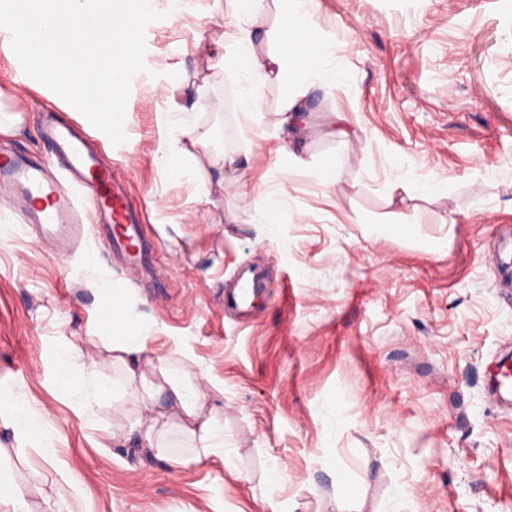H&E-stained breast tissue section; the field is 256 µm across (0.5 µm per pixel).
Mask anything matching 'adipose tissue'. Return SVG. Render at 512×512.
<instances>
[{"label":"adipose tissue","mask_w":512,"mask_h":512,"mask_svg":"<svg viewBox=\"0 0 512 512\" xmlns=\"http://www.w3.org/2000/svg\"><path fill=\"white\" fill-rule=\"evenodd\" d=\"M279 25L288 39L278 52L263 53L253 28V19L266 8V0H235L231 20L225 23L224 42L213 58L215 66L235 72L242 82L239 110L244 121H251L260 90L275 82L285 90L279 109V127L300 135L304 127L300 119V100L318 77L330 82L343 81V72L333 65L331 43L318 38L312 16L315 0H279ZM182 86L169 81L165 87L171 109L162 113L166 130L157 149V162L165 170L199 177L202 186H209L204 177L203 155L209 135L179 117L177 101ZM122 289L112 291L106 309L114 322L111 335L102 337L101 346L112 355V363L123 372L127 394L135 398L140 408L132 426L140 440V449L148 456L166 463L172 472L189 465L221 464L224 476L239 480L240 471L224 445V418L209 395L221 392L219 384L203 390L197 376L189 369L174 372L165 363L155 362L147 350L144 331L136 316L121 309ZM83 385L73 381L70 354L63 351L56 357V384L69 393L75 408L92 410L105 394L106 386L99 377V363L88 356L82 364ZM0 412L6 413V423L15 439L29 445L45 459H55L51 436L43 429L39 416L25 402L0 393ZM179 430L191 443L189 453L170 448L167 438L171 430Z\"/></svg>","instance_id":"1"}]
</instances>
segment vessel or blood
Masks as SVG:
<instances>
[{
    "instance_id": "1",
    "label": "vessel or blood",
    "mask_w": 512,
    "mask_h": 512,
    "mask_svg": "<svg viewBox=\"0 0 512 512\" xmlns=\"http://www.w3.org/2000/svg\"><path fill=\"white\" fill-rule=\"evenodd\" d=\"M39 136L52 156L17 152L0 156V195L18 202L23 223L33 225L51 242L55 257H66L86 231V215L96 226H121L112 239L129 266H138L144 257L141 240L143 211L128 197L126 181L111 166L101 164L87 136L73 127L45 117ZM60 161L73 182L63 187L51 170ZM497 285L512 288V230L502 232L494 243ZM486 386L491 397L512 403V360L502 359L487 370Z\"/></svg>"
}]
</instances>
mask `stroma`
I'll use <instances>...</instances> for the list:
<instances>
[{
  "mask_svg": "<svg viewBox=\"0 0 512 512\" xmlns=\"http://www.w3.org/2000/svg\"><path fill=\"white\" fill-rule=\"evenodd\" d=\"M231 0H193L146 29V72L131 82L123 171L144 212L150 267L130 274L106 233L64 260L20 229L0 197V392L27 402L79 489L77 512H512V407L484 387L512 350V288L492 262L512 225V0H317L314 23L336 46L345 82L310 88L302 138L276 129L282 88L266 85L243 134L238 76L211 66ZM0 45V108L17 120L0 148L36 150L42 107L113 150L110 138L49 88L17 86ZM175 75L187 116L215 162L235 158L231 191L163 170L161 88ZM341 122H333V115ZM333 167L334 178L320 173ZM446 178L441 194L390 200L387 185ZM271 196V223L255 201ZM386 229L374 239L371 226ZM263 273L248 314L224 302L239 273ZM125 290L152 356L223 385L213 404L245 479L220 468L174 473L133 442L113 444L138 410L111 362L108 393L77 414L56 387V354L100 351L102 286ZM38 512L61 479L0 423V478L28 465ZM282 470L270 486L272 467Z\"/></svg>",
  "mask_w": 512,
  "mask_h": 512,
  "instance_id": "35a3bbf8",
  "label": "stroma"
}]
</instances>
